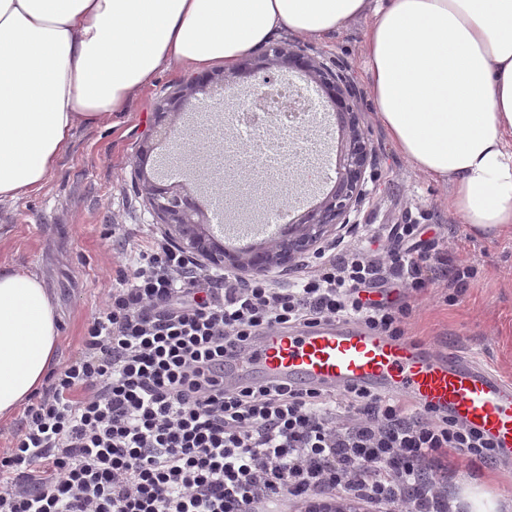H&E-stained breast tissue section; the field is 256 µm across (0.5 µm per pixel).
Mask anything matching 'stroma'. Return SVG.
<instances>
[{
	"label": "stroma",
	"mask_w": 512,
	"mask_h": 512,
	"mask_svg": "<svg viewBox=\"0 0 512 512\" xmlns=\"http://www.w3.org/2000/svg\"><path fill=\"white\" fill-rule=\"evenodd\" d=\"M367 26L361 19L323 40L297 42L289 34L277 38L281 44L296 42L356 90V110L373 158L365 174L368 195L342 234L361 236L387 224L425 225L420 248L435 263L422 287L375 289L372 299L408 306L404 336L429 352L463 353L512 380V232L476 233L449 210L447 188L414 170L396 151L375 117L362 79ZM186 79L182 71H163L134 97L127 112L96 126L79 125L44 188L0 204V263L37 272L54 294L61 317L60 362L82 351L92 316L113 277L126 266L122 248L106 237L108 229H115L129 248L163 233L136 178L138 150L156 103ZM295 79L312 109L308 123L289 130L284 142L297 154L302 142L315 143L320 166L336 156V120L321 89L308 77ZM256 84V78L237 77L229 92L193 96L177 118L174 134L157 143L149 160L167 171L171 183L189 187L203 206L221 197L227 217L238 224L273 217L285 206L303 212L329 189L308 181L307 162L299 154L288 174L278 178L247 162L244 132L225 116L244 107L245 91ZM204 105L212 112L202 122L196 113ZM459 266L468 268L470 276L458 282L448 271ZM436 474L461 498L477 487L499 504H512L511 461L490 463L451 453Z\"/></svg>",
	"instance_id": "stroma-1"
}]
</instances>
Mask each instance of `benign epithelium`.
Returning a JSON list of instances; mask_svg holds the SVG:
<instances>
[{"instance_id": "1", "label": "benign epithelium", "mask_w": 512, "mask_h": 512, "mask_svg": "<svg viewBox=\"0 0 512 512\" xmlns=\"http://www.w3.org/2000/svg\"><path fill=\"white\" fill-rule=\"evenodd\" d=\"M291 66L303 70L311 81L319 84L339 112L345 151L344 175L336 191L304 215L299 223L288 226L285 237L273 239L255 252L230 253L208 231V215L196 203L191 190L184 186L161 185L147 170L148 158L155 147L154 137L169 136L189 98L207 89L224 88L228 75L199 76L164 98L156 107L152 133L139 148L137 174L141 191L166 236L180 249L200 256L212 266L254 274L290 266L350 223V215L358 211L367 196L364 174L372 160L373 148L360 128L355 112L354 87L332 74L325 63L288 44L270 48L246 63L243 72L254 76L260 74L261 84L272 86L275 84L274 71Z\"/></svg>"}]
</instances>
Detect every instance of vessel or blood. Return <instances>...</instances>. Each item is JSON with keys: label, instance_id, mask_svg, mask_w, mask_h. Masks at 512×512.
Masks as SVG:
<instances>
[{"label": "vessel or blood", "instance_id": "vessel-or-blood-1", "mask_svg": "<svg viewBox=\"0 0 512 512\" xmlns=\"http://www.w3.org/2000/svg\"><path fill=\"white\" fill-rule=\"evenodd\" d=\"M253 151L271 170L289 158L282 145L266 139L255 141ZM254 377L398 394L448 411L490 438L500 458L512 461V382L459 354L439 357L366 325L322 320L266 331L224 367L225 384L238 387Z\"/></svg>", "mask_w": 512, "mask_h": 512}]
</instances>
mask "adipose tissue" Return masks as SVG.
<instances>
[{"label": "adipose tissue", "mask_w": 512, "mask_h": 512, "mask_svg": "<svg viewBox=\"0 0 512 512\" xmlns=\"http://www.w3.org/2000/svg\"><path fill=\"white\" fill-rule=\"evenodd\" d=\"M371 17L364 81L413 169L485 234L512 229V0H0V203L39 192L82 124L162 71H233L278 33ZM60 315L42 277L0 264V420L44 386Z\"/></svg>", "instance_id": "obj_1"}]
</instances>
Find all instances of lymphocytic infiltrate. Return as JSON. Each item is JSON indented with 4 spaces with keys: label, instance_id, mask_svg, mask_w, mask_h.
I'll return each mask as SVG.
<instances>
[{
    "label": "lymphocytic infiltrate",
    "instance_id": "f902f5d3",
    "mask_svg": "<svg viewBox=\"0 0 512 512\" xmlns=\"http://www.w3.org/2000/svg\"><path fill=\"white\" fill-rule=\"evenodd\" d=\"M128 261L84 352L0 457V512H273L336 498L454 512L434 463L451 451L495 461L476 428L366 388L224 387L226 360L277 326L343 320L403 337L404 310L360 292L419 285L427 258L414 248L327 245L287 282L210 272L155 236Z\"/></svg>",
    "mask_w": 512,
    "mask_h": 512
}]
</instances>
